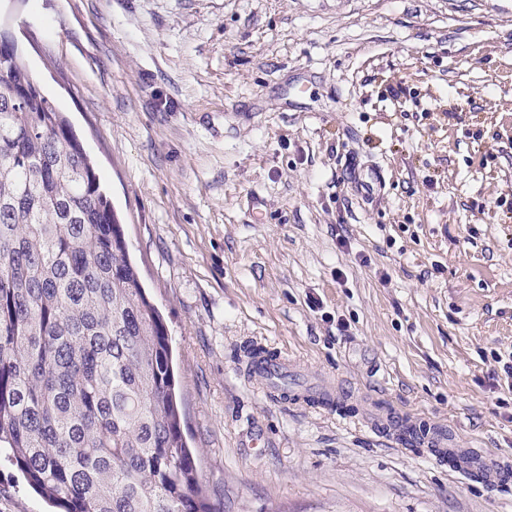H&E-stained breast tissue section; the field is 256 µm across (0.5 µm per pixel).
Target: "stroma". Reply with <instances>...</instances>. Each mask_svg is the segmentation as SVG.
<instances>
[{"label": "stroma", "instance_id": "stroma-1", "mask_svg": "<svg viewBox=\"0 0 512 512\" xmlns=\"http://www.w3.org/2000/svg\"><path fill=\"white\" fill-rule=\"evenodd\" d=\"M0 34L123 226L217 512H512L373 420L512 466V0H0ZM256 347L340 405L256 390ZM0 512H49L2 458ZM351 172V182L354 184L357 193L361 194L363 197L373 198L381 184L378 174L373 170L366 172L359 171L357 167L351 170Z\"/></svg>", "mask_w": 512, "mask_h": 512}]
</instances>
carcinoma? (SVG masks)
Segmentation results:
<instances>
[{"instance_id": "obj_1", "label": "carcinoma", "mask_w": 512, "mask_h": 512, "mask_svg": "<svg viewBox=\"0 0 512 512\" xmlns=\"http://www.w3.org/2000/svg\"><path fill=\"white\" fill-rule=\"evenodd\" d=\"M18 56L0 62V456L57 512H216L167 326L99 175Z\"/></svg>"}]
</instances>
